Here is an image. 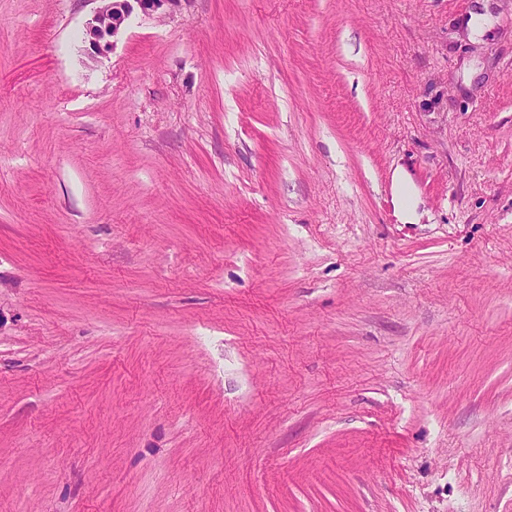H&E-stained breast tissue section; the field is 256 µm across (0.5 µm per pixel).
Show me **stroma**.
Here are the masks:
<instances>
[{"label": "stroma", "mask_w": 512, "mask_h": 512, "mask_svg": "<svg viewBox=\"0 0 512 512\" xmlns=\"http://www.w3.org/2000/svg\"><path fill=\"white\" fill-rule=\"evenodd\" d=\"M97 7L0 0V512H512V0ZM104 2L96 9L93 19L86 29V38L90 46L98 53L110 48L108 37L112 39L117 36L126 21L131 17L135 3L142 12L151 14L159 10L165 13L173 12L181 0H97Z\"/></svg>", "instance_id": "stroma-1"}]
</instances>
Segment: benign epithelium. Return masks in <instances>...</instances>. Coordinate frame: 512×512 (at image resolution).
<instances>
[{"mask_svg": "<svg viewBox=\"0 0 512 512\" xmlns=\"http://www.w3.org/2000/svg\"><path fill=\"white\" fill-rule=\"evenodd\" d=\"M102 2L103 5L96 9L86 29V38L98 53L110 48L107 38H113L120 33L131 17L134 7H139L147 14L160 10L171 13L179 6L181 0H102Z\"/></svg>", "mask_w": 512, "mask_h": 512, "instance_id": "7a95c632", "label": "benign epithelium"}]
</instances>
